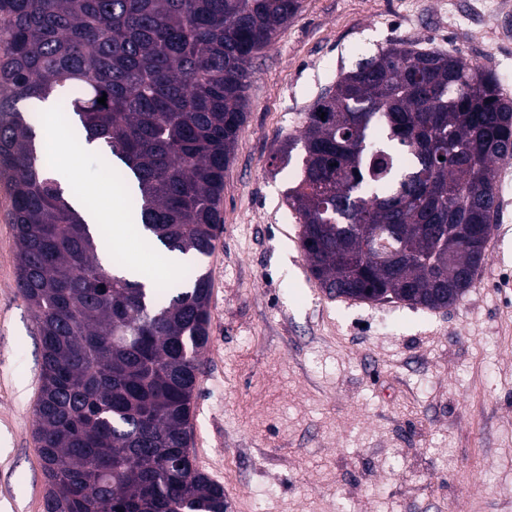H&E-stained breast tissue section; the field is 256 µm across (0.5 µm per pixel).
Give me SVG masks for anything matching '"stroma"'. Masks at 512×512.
Returning <instances> with one entry per match:
<instances>
[{"instance_id": "1", "label": "stroma", "mask_w": 512, "mask_h": 512, "mask_svg": "<svg viewBox=\"0 0 512 512\" xmlns=\"http://www.w3.org/2000/svg\"><path fill=\"white\" fill-rule=\"evenodd\" d=\"M489 0H303L250 63L246 122L224 172L191 455L230 512H512V181L466 295L429 310L328 298L285 201L295 168L270 167L308 107L359 57L404 39L460 52L512 97V40ZM70 181L87 205L129 215L98 152ZM0 189V512H44L34 406L42 352L16 285ZM164 249L127 230L114 267L158 283Z\"/></svg>"}]
</instances>
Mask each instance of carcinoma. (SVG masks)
<instances>
[{
	"label": "carcinoma",
	"mask_w": 512,
	"mask_h": 512,
	"mask_svg": "<svg viewBox=\"0 0 512 512\" xmlns=\"http://www.w3.org/2000/svg\"><path fill=\"white\" fill-rule=\"evenodd\" d=\"M302 0H0V185L17 287L42 342L34 408L45 512H229L193 465L210 273L167 293L106 270L82 210L36 145L25 101L69 121L130 186L142 235L208 256L249 64ZM106 97V104L97 102ZM310 273L332 297L457 303L486 258L512 101L492 72L395 40L340 72L271 165ZM444 160H439V157Z\"/></svg>",
	"instance_id": "cac0c4a2"
}]
</instances>
